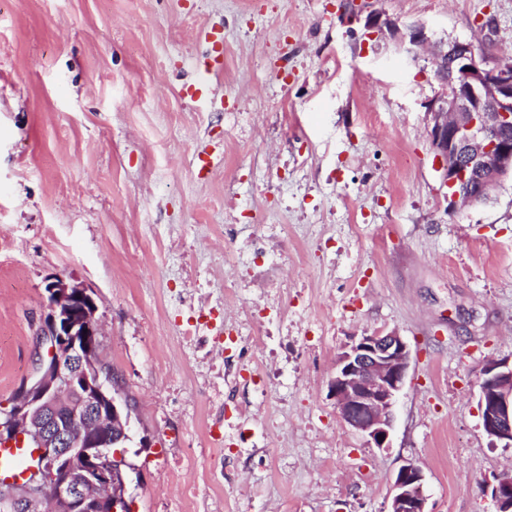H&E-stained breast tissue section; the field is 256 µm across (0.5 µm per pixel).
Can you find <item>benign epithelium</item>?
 <instances>
[{
	"label": "benign epithelium",
	"instance_id": "1",
	"mask_svg": "<svg viewBox=\"0 0 512 512\" xmlns=\"http://www.w3.org/2000/svg\"><path fill=\"white\" fill-rule=\"evenodd\" d=\"M368 29L399 44L429 41L423 24L404 25L372 11ZM452 57L460 79L448 76L441 58ZM435 76L445 91L428 104V140L448 187V212L485 200L512 180V62L489 64L470 43L443 42L434 54ZM41 332L49 344L38 377L0 410L4 442L33 440L40 469L53 477L50 502L66 512H127L125 492L114 489L125 464L121 448L130 441L129 405L118 389L105 387L96 356V303L89 289L56 277L47 286ZM410 366L407 342L395 330L354 340L336 359L328 384L340 419L373 448L388 447L393 408ZM482 424L491 443L512 447V360L491 359L479 381ZM483 491L491 512H512V471L494 477ZM41 484L0 494L4 512H34ZM425 475L406 460L392 479L386 512H430Z\"/></svg>",
	"mask_w": 512,
	"mask_h": 512
}]
</instances>
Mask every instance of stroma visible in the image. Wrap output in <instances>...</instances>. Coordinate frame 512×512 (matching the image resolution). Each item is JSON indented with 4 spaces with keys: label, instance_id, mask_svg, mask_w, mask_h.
I'll list each match as a JSON object with an SVG mask.
<instances>
[{
    "label": "stroma",
    "instance_id": "1",
    "mask_svg": "<svg viewBox=\"0 0 512 512\" xmlns=\"http://www.w3.org/2000/svg\"><path fill=\"white\" fill-rule=\"evenodd\" d=\"M212 27L224 63L184 97ZM455 39L512 57V0H0V404L37 375L61 276L131 408L130 512H384L408 459L430 512H489L512 182L448 211L426 106ZM378 329L411 353L385 448L328 393ZM366 26L369 30H374V33H387L399 44L408 42L411 45H420L430 40L425 25L400 24L398 20L378 11H371L368 14ZM481 375L479 405L484 431L493 445L512 447V358L489 360Z\"/></svg>",
    "mask_w": 512,
    "mask_h": 512
}]
</instances>
